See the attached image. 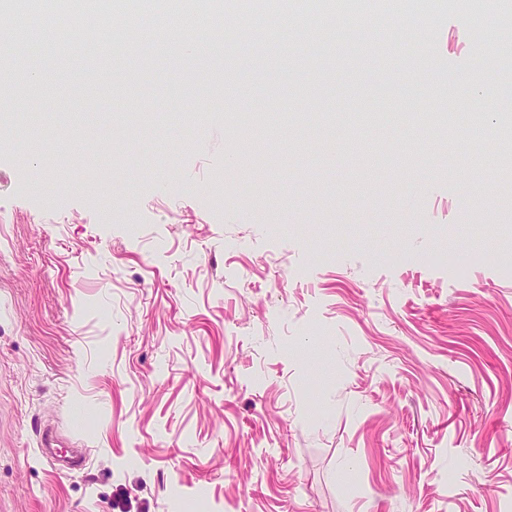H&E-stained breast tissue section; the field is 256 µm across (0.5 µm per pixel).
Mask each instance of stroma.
<instances>
[{"mask_svg":"<svg viewBox=\"0 0 512 512\" xmlns=\"http://www.w3.org/2000/svg\"><path fill=\"white\" fill-rule=\"evenodd\" d=\"M148 2L139 54L109 29L12 52L57 104L0 118V512H512V0H288L291 39L270 13L189 60ZM246 59L251 98L322 119L225 125ZM478 118L481 166L455 146ZM404 41L409 45L411 53L416 57L417 62L421 61V66H417L421 69L422 73L418 75L422 85L426 84L431 76V71L428 68L426 58L424 56V46L426 41V35L424 31L418 30L411 26L404 27Z\"/></svg>","mask_w":512,"mask_h":512,"instance_id":"1","label":"stroma"}]
</instances>
